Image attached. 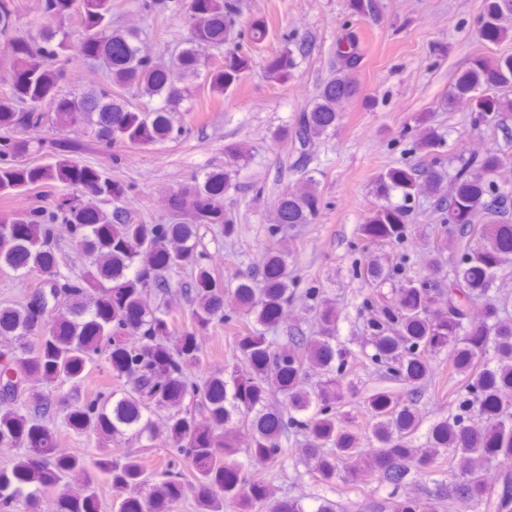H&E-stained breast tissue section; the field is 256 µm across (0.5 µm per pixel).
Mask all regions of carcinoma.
I'll return each mask as SVG.
<instances>
[{
    "label": "carcinoma",
    "mask_w": 512,
    "mask_h": 512,
    "mask_svg": "<svg viewBox=\"0 0 512 512\" xmlns=\"http://www.w3.org/2000/svg\"><path fill=\"white\" fill-rule=\"evenodd\" d=\"M167 8L186 15L188 34L173 60L161 64L143 52L139 31L113 27L112 0H39L34 34L20 31L15 0H0V34H13L10 66L0 77V195L33 190L56 197L52 206L24 219L0 212V269L40 276L29 301L0 308V341L8 347L0 363V445L23 450L11 466L0 468V512H46L51 492L52 512H99L103 479L115 493L113 512H179L190 489L198 512H224L226 501L238 512H304L300 500L275 497L267 485L245 477L236 462L244 454L285 471L281 440L288 432L305 449L294 478L307 475L330 488L341 467L351 479L367 472L392 487L379 512H512V294L497 288L498 280L512 274V190L498 182L512 156L493 146L450 170L445 138L421 112L415 117L419 134L409 148L415 162L391 166L375 179L380 204L357 228L361 257L354 266L364 286L359 309L368 314L362 331L375 350L371 360L416 390L448 346L455 352L452 374L464 392L420 445L417 399L404 402L385 389L362 397L373 446L361 448L337 410L342 394L353 392L336 377L353 356L336 336L341 311L325 288H297L277 239L315 223L322 209L315 180L305 177L277 196L266 262L238 279V308L229 314L224 284L199 250L198 226L214 224L226 239L235 235L224 193L236 170L213 168L192 176L174 192L179 214L158 233L121 206L105 208L131 185L74 160V143L51 138L35 145L27 137L43 128L82 129L105 151L156 146L184 129L176 114L194 111L193 82L214 97L234 91L252 66L240 42L262 43L268 21L240 22L238 5L227 0H169ZM348 10L352 18L374 17L379 0H348ZM72 20L74 32L57 38ZM511 20L512 0H482L476 24L484 41L512 38ZM224 45L231 46L224 64L208 66L203 50ZM71 51L84 62L102 64L106 84L70 89ZM308 55L305 40H285L266 60L268 82L293 80ZM336 60V74L319 87L311 105L276 134L294 141L306 172L315 161L311 146L336 130L340 103L359 91L355 75L363 55L354 32L336 43ZM511 91L512 56H480L456 75L442 107L472 101L473 126L506 133ZM143 98L161 104L133 103ZM34 150L54 162H27ZM225 152L238 166L249 158L244 143ZM422 197L441 222L415 262L405 244ZM59 223L69 226L84 256L77 271L59 253ZM450 234L456 240L451 253ZM377 245L396 253L377 255ZM176 292L187 307L172 306ZM296 301L317 330L291 327L268 338ZM478 305L482 320L474 326L470 309ZM224 324L238 327L235 349L245 371L203 372L197 335ZM98 367L116 386L85 399L81 387ZM56 382L69 385V396L56 401L42 390ZM275 392L281 406L272 411ZM64 406L69 429L96 435V456L53 452L52 424ZM156 413L164 414L169 455L158 482L140 456L112 453L116 436L151 438ZM487 465L499 472L493 485L482 477ZM183 466L191 467V479L182 477ZM420 479L434 488L414 498L395 495L399 486Z\"/></svg>",
    "instance_id": "1"
}]
</instances>
